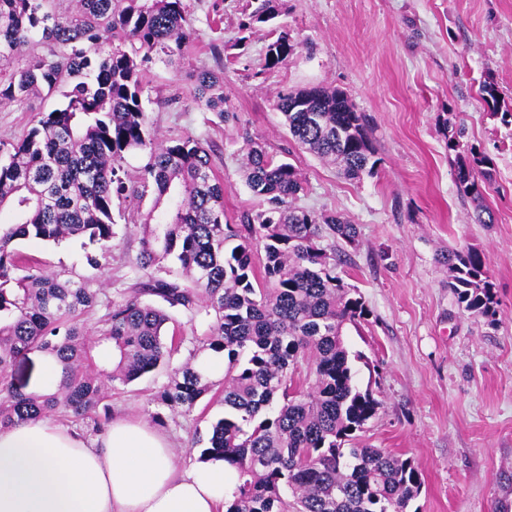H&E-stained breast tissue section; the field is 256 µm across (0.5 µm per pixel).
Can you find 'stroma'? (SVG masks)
<instances>
[{
  "label": "stroma",
  "instance_id": "35a3bbf8",
  "mask_svg": "<svg viewBox=\"0 0 512 512\" xmlns=\"http://www.w3.org/2000/svg\"><path fill=\"white\" fill-rule=\"evenodd\" d=\"M243 0H185L193 39L179 65L155 59L146 75L145 110L158 137L190 134L206 144L224 180V214L236 222L256 200L238 170V141L249 133L301 172V206L336 213L358 227L356 244L324 237L336 250V272L369 315L346 325L355 382L379 401L357 441L417 465L423 487L415 512H512V124L484 107L479 88L493 81L512 110V0H281L280 25L297 48L285 65L264 69L273 39L268 26L241 32ZM224 46L220 64L210 43ZM224 74L236 120L223 123L194 97L192 73ZM344 90L372 130L375 176L348 180L291 140L274 107L278 94L307 86ZM60 94L39 92L0 106V141L20 138L51 111ZM483 151L492 179L482 202L460 194L448 136ZM492 214L476 223L478 207ZM145 202L115 203L116 236L86 262L92 245L20 242L22 252L54 271L90 279L114 295L132 286L140 249L137 226ZM483 252L498 300L489 320L461 310L448 288V251ZM185 342L169 365L119 387L113 418L149 420L162 412L160 433L179 469L199 460L190 445L224 414L218 396L191 412L158 409L154 394L188 359L210 322L173 315Z\"/></svg>",
  "mask_w": 512,
  "mask_h": 512
}]
</instances>
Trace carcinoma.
<instances>
[{
    "instance_id": "obj_1",
    "label": "carcinoma",
    "mask_w": 512,
    "mask_h": 512,
    "mask_svg": "<svg viewBox=\"0 0 512 512\" xmlns=\"http://www.w3.org/2000/svg\"><path fill=\"white\" fill-rule=\"evenodd\" d=\"M280 0H246L240 30L269 25ZM0 0V104L45 88L61 105L42 114L15 142H0V430L61 414L91 420L102 431L105 401L169 363L185 338H165L169 311L213 318L209 336L174 371L154 401L190 410L221 386L224 417L211 426L199 460L222 458L238 472L225 512H410L422 490L409 458L380 448L346 447L377 414L379 401L354 384L342 333L369 315L336 276L325 234L347 244L357 226L297 204L300 172L248 134L241 135L240 174L255 209L224 222V182L200 139L158 140L143 104L153 56L182 57L191 36L184 0ZM42 52L30 51L31 45ZM295 44L281 30L268 44L264 69L285 64ZM22 67H12L19 56ZM195 99L221 122L224 77L192 74ZM481 100L502 121L497 86ZM274 107L301 148L333 164L348 180L378 172L366 117L337 88L282 93ZM456 152L460 192L480 201L491 178L489 158ZM144 153L133 185L125 155ZM150 198L141 215L137 282L112 299L82 278L43 269L16 248L28 238L59 243L86 237L103 247L115 236L113 200ZM448 287L458 306L495 319L497 301L485 255L448 253ZM98 312L89 330L81 316ZM32 350L52 356L54 391L17 387L12 367ZM224 354V379L207 375L202 357Z\"/></svg>"
}]
</instances>
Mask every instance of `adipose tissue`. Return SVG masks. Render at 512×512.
Here are the masks:
<instances>
[{
	"mask_svg": "<svg viewBox=\"0 0 512 512\" xmlns=\"http://www.w3.org/2000/svg\"><path fill=\"white\" fill-rule=\"evenodd\" d=\"M236 483L221 460L177 471L167 438L137 419L95 445L40 420L0 431V512H221Z\"/></svg>",
	"mask_w": 512,
	"mask_h": 512,
	"instance_id": "ef3b65f1",
	"label": "adipose tissue"
}]
</instances>
